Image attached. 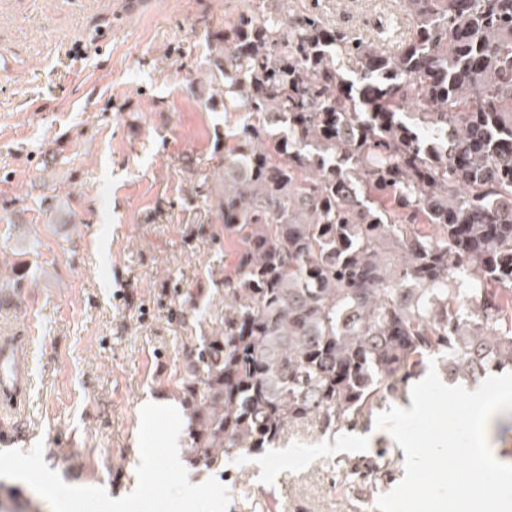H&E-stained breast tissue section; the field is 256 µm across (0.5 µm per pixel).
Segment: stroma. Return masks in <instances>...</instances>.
<instances>
[{
    "instance_id": "35a3bbf8",
    "label": "stroma",
    "mask_w": 512,
    "mask_h": 512,
    "mask_svg": "<svg viewBox=\"0 0 512 512\" xmlns=\"http://www.w3.org/2000/svg\"><path fill=\"white\" fill-rule=\"evenodd\" d=\"M251 0H0V336L35 328L13 448L42 444L65 483L137 485L145 398L179 400L183 360L224 316L238 244L194 172L224 156L207 103L208 36ZM337 30L399 49L401 0H294ZM28 262L14 289L11 266ZM202 289L175 317L182 290ZM405 453L374 419L289 429L225 460L228 512H378Z\"/></svg>"
}]
</instances>
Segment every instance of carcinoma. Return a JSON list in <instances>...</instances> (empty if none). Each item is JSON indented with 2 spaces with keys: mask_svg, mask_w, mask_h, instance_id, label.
Listing matches in <instances>:
<instances>
[{
  "mask_svg": "<svg viewBox=\"0 0 512 512\" xmlns=\"http://www.w3.org/2000/svg\"><path fill=\"white\" fill-rule=\"evenodd\" d=\"M224 24L207 103L224 134L220 326L184 358L185 451L207 471L289 427L354 424L434 359L512 367V0H403L395 53L288 0ZM0 512H41L0 483Z\"/></svg>",
  "mask_w": 512,
  "mask_h": 512,
  "instance_id": "carcinoma-1",
  "label": "carcinoma"
}]
</instances>
